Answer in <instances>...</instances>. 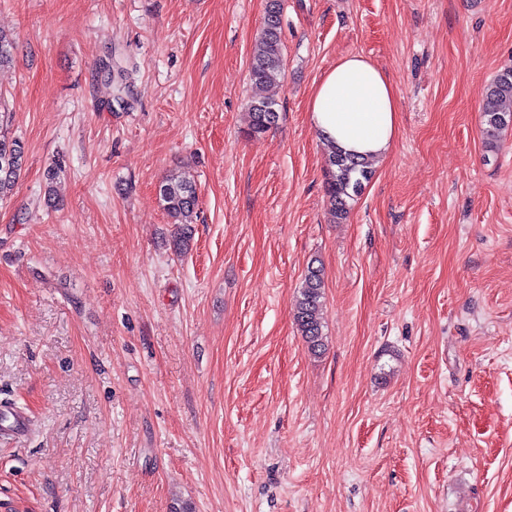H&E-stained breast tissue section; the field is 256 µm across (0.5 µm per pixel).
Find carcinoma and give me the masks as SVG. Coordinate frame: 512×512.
<instances>
[{"label":"carcinoma","mask_w":512,"mask_h":512,"mask_svg":"<svg viewBox=\"0 0 512 512\" xmlns=\"http://www.w3.org/2000/svg\"><path fill=\"white\" fill-rule=\"evenodd\" d=\"M282 14L280 0H269L261 36L251 60L250 79L258 88H267L283 77V43L281 39ZM17 50L15 38L0 30V70L13 65ZM484 115L483 138L489 149H494L500 137L512 126V68L501 71L488 88L482 107ZM249 135L260 137L271 130L279 119L278 103L267 96L254 97L248 105ZM8 114L6 101L0 100V199L11 193L23 166L20 142L3 131ZM372 175L370 163L336 151L325 154V191L330 200L333 217L341 223L347 219L351 203ZM159 200L175 225L170 249L177 255L188 253L192 238V224L198 208L195 181L174 173L163 181L158 190ZM324 272L314 264L306 273L294 303V319L308 350L319 355L325 350L320 312L323 306Z\"/></svg>","instance_id":"1"}]
</instances>
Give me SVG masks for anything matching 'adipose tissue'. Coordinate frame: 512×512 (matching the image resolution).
I'll return each mask as SVG.
<instances>
[{
    "label": "adipose tissue",
    "instance_id": "1",
    "mask_svg": "<svg viewBox=\"0 0 512 512\" xmlns=\"http://www.w3.org/2000/svg\"><path fill=\"white\" fill-rule=\"evenodd\" d=\"M308 113L319 139L343 153L377 161L394 145L396 93L383 71L366 56L342 57L327 70L313 89Z\"/></svg>",
    "mask_w": 512,
    "mask_h": 512
}]
</instances>
